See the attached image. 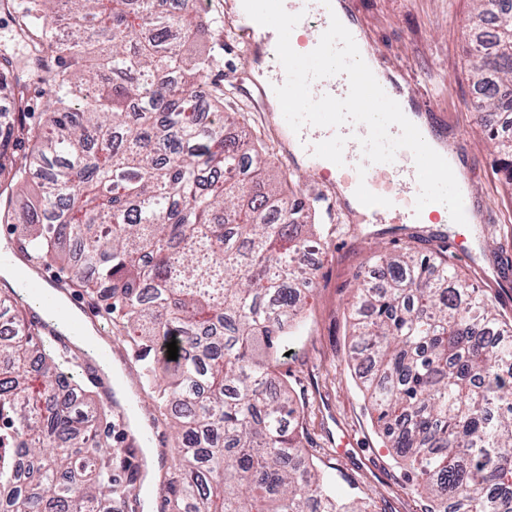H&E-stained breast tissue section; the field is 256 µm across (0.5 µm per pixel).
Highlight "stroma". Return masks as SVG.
<instances>
[{
  "label": "stroma",
  "instance_id": "stroma-1",
  "mask_svg": "<svg viewBox=\"0 0 512 512\" xmlns=\"http://www.w3.org/2000/svg\"><path fill=\"white\" fill-rule=\"evenodd\" d=\"M351 5L382 66L422 98L437 101L438 128L475 169L471 204L477 222L467 228L468 254L454 255L453 261L462 276L512 316V276L504 272L512 266V188L494 172L487 131L498 118L482 108L470 79L473 0H351ZM232 7L233 0H207L201 15L208 28L199 47L216 58L224 110L244 114L248 132L269 152L272 180H289L326 236L323 249L305 258L313 283L305 291L302 321L283 346L276 374L303 407L308 453L338 492L374 501L382 512H423L425 499L412 492L404 469L385 446L348 363V314L356 273L371 280L380 276L370 262L376 250L438 249L449 235L436 226L396 219L368 229L360 216L337 206L335 192L308 168L285 159V141L273 131L269 113L244 96L253 87L254 73L243 69L240 46L225 25Z\"/></svg>",
  "mask_w": 512,
  "mask_h": 512
}]
</instances>
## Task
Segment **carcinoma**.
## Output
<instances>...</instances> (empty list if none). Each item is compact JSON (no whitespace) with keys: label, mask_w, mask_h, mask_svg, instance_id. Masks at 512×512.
Instances as JSON below:
<instances>
[{"label":"carcinoma","mask_w":512,"mask_h":512,"mask_svg":"<svg viewBox=\"0 0 512 512\" xmlns=\"http://www.w3.org/2000/svg\"><path fill=\"white\" fill-rule=\"evenodd\" d=\"M474 85L512 115V6L473 0ZM31 64L0 53V223L36 265L73 271L128 337L178 467L161 512H374L340 495L304 451L301 409L276 380L301 318L302 257L324 244L304 204L266 183L255 144L230 140L200 23L166 0H13ZM46 98L27 121L28 90ZM490 140L512 183V134ZM44 174L21 222L8 196ZM351 312L349 358L424 512H512V319L448 256L380 253ZM14 288L0 333V512H125L139 452L45 336ZM176 341L178 357L168 359Z\"/></svg>","instance_id":"obj_1"}]
</instances>
